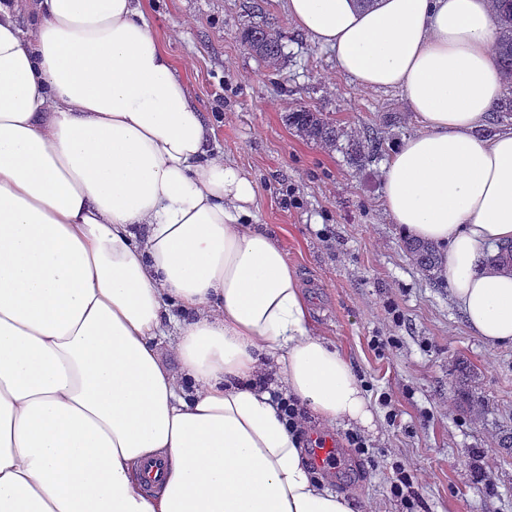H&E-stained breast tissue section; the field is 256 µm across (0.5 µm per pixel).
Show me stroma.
<instances>
[{
	"instance_id": "obj_1",
	"label": "stroma",
	"mask_w": 512,
	"mask_h": 512,
	"mask_svg": "<svg viewBox=\"0 0 512 512\" xmlns=\"http://www.w3.org/2000/svg\"><path fill=\"white\" fill-rule=\"evenodd\" d=\"M142 6L215 122L225 161L254 181L258 221L302 281L314 330L349 359L373 405L372 431H332L341 455L321 476L356 512H512V447L502 445L512 433V346L468 330L380 206L390 148L419 129L405 98L355 89L333 54L296 30L283 0ZM258 18L282 36L280 65L239 39ZM302 106L336 123V144L288 127L286 114ZM377 127L386 131L379 154L354 161ZM401 468L413 484L397 495Z\"/></svg>"
}]
</instances>
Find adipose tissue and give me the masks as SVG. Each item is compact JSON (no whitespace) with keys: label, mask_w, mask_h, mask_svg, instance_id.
I'll list each match as a JSON object with an SVG mask.
<instances>
[{"label":"adipose tissue","mask_w":512,"mask_h":512,"mask_svg":"<svg viewBox=\"0 0 512 512\" xmlns=\"http://www.w3.org/2000/svg\"><path fill=\"white\" fill-rule=\"evenodd\" d=\"M284 8L356 88L403 95L420 130L381 206L512 346L492 0ZM214 139L141 0H0V512H354L283 404L369 429L370 400Z\"/></svg>","instance_id":"adipose-tissue-1"}]
</instances>
